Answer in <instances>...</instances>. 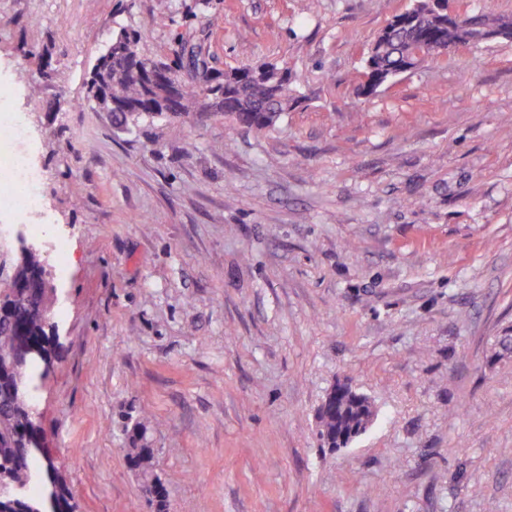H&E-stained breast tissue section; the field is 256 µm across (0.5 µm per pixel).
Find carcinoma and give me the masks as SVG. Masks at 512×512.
<instances>
[{
    "label": "carcinoma",
    "mask_w": 512,
    "mask_h": 512,
    "mask_svg": "<svg viewBox=\"0 0 512 512\" xmlns=\"http://www.w3.org/2000/svg\"><path fill=\"white\" fill-rule=\"evenodd\" d=\"M415 24L391 36L378 33L373 59L383 73L406 65L414 51L422 59L442 55L443 49L455 43L458 30L448 22L418 8ZM136 30L120 29L112 37V49L100 57L105 59L102 75L107 79L112 101L125 106L128 121L137 124L154 113V84L159 88L179 86L184 68L181 43L174 50L170 63L146 53L140 46ZM268 76L261 82L253 79L252 65L224 71V81L213 80L197 88L184 89L175 101L168 118H188L197 112L220 116L236 125L256 131L270 129L280 117L298 103L291 83L276 79L277 63H266ZM45 261L37 250L23 246L7 279L15 288L0 290V352H9L13 359L0 364V512H41V493L35 478L48 468V463L26 453L28 444L39 436L40 429L32 410L33 395L28 391L40 371L29 349L51 360L55 337L52 332V293L42 287L38 276ZM374 416L372 402L357 394H338L322 404L319 412V439L323 448H338L350 438L364 433ZM148 427L136 419L126 430V459L129 467L141 476L142 491L155 512H167L165 482H153L156 473L154 451L146 443ZM59 512H71L74 501L66 480L56 488Z\"/></svg>",
    "instance_id": "cac0c4a2"
}]
</instances>
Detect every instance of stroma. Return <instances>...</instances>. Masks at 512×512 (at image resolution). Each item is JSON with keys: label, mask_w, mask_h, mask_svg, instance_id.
<instances>
[{"label": "stroma", "mask_w": 512, "mask_h": 512, "mask_svg": "<svg viewBox=\"0 0 512 512\" xmlns=\"http://www.w3.org/2000/svg\"><path fill=\"white\" fill-rule=\"evenodd\" d=\"M159 3L0 0V81L66 242L40 248L60 341L37 409L78 512H154L125 452L146 410L168 512H512V41L365 96L411 0ZM123 27L216 75L287 64L300 101L261 134L114 129L86 85ZM344 381L376 415L334 453L317 416Z\"/></svg>", "instance_id": "1"}]
</instances>
